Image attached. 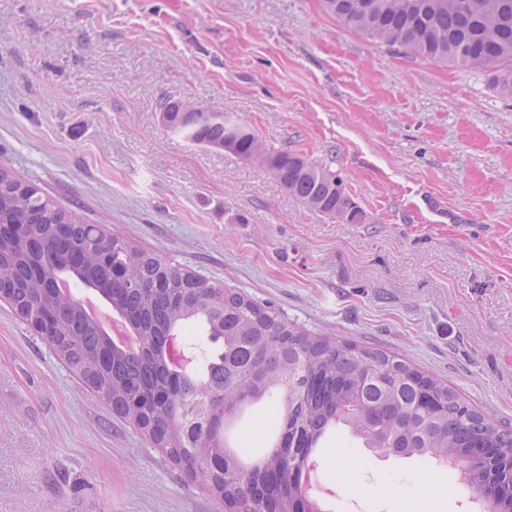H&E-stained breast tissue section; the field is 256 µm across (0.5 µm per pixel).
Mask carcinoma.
<instances>
[{"label":"carcinoma","mask_w":512,"mask_h":512,"mask_svg":"<svg viewBox=\"0 0 512 512\" xmlns=\"http://www.w3.org/2000/svg\"><path fill=\"white\" fill-rule=\"evenodd\" d=\"M348 28L407 53L491 72L512 98V0H323ZM165 124L186 141L261 162L303 205L347 224L364 212L342 181L304 157L268 149L223 112L163 104ZM0 279L4 301L107 403L147 432L169 459L235 512H294L307 495L305 453L346 427L361 448L449 464L500 512L512 488V430L465 404L440 380L384 352L312 337L260 306L162 258L131 248L0 164ZM67 275L99 293L132 327L115 346L73 295L48 284ZM267 404L285 433L254 468L248 427L226 430L245 408Z\"/></svg>","instance_id":"1"}]
</instances>
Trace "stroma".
I'll return each instance as SVG.
<instances>
[{
    "instance_id": "obj_1",
    "label": "stroma",
    "mask_w": 512,
    "mask_h": 512,
    "mask_svg": "<svg viewBox=\"0 0 512 512\" xmlns=\"http://www.w3.org/2000/svg\"><path fill=\"white\" fill-rule=\"evenodd\" d=\"M232 112L364 211L301 204L171 133ZM0 160L85 223L447 383L512 426V99L349 30L322 0H0ZM327 512H482L432 461L338 431ZM0 512H226L0 302Z\"/></svg>"
}]
</instances>
